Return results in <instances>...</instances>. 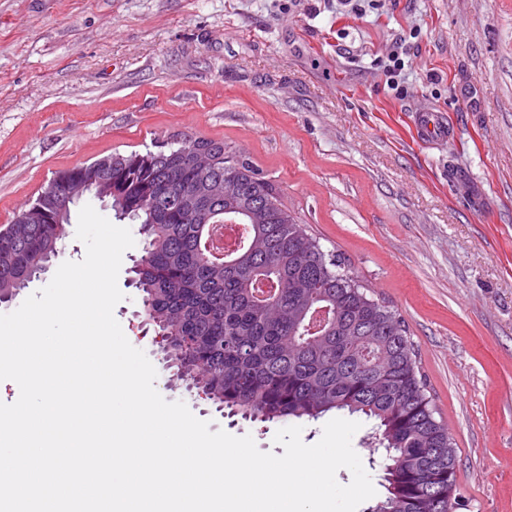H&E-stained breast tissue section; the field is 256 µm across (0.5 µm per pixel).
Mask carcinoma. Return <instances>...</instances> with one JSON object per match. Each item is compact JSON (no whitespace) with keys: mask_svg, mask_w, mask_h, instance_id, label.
I'll return each mask as SVG.
<instances>
[{"mask_svg":"<svg viewBox=\"0 0 512 512\" xmlns=\"http://www.w3.org/2000/svg\"><path fill=\"white\" fill-rule=\"evenodd\" d=\"M193 143L114 153L99 175L115 217L140 225L135 285L176 376L245 420L361 414L385 460L386 494L370 512H455L457 451L404 321L323 251L248 160L222 141ZM92 174L89 163L54 173L38 220L0 229V291L26 287L55 256L71 215L60 194ZM219 179L236 192L208 197ZM222 218L241 237L215 254Z\"/></svg>","mask_w":512,"mask_h":512,"instance_id":"1","label":"carcinoma"}]
</instances>
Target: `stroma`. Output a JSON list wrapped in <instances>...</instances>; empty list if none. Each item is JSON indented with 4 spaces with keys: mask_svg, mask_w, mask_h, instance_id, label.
I'll list each match as a JSON object with an SVG mask.
<instances>
[{
    "mask_svg": "<svg viewBox=\"0 0 512 512\" xmlns=\"http://www.w3.org/2000/svg\"><path fill=\"white\" fill-rule=\"evenodd\" d=\"M401 51L399 90L385 67ZM433 108L447 143L422 141ZM224 141L404 320L457 450L458 512H512V0H0V225L60 170ZM69 224L45 287L84 244ZM123 255L114 309L155 387L283 455L167 369Z\"/></svg>",
    "mask_w": 512,
    "mask_h": 512,
    "instance_id": "obj_1",
    "label": "stroma"
}]
</instances>
